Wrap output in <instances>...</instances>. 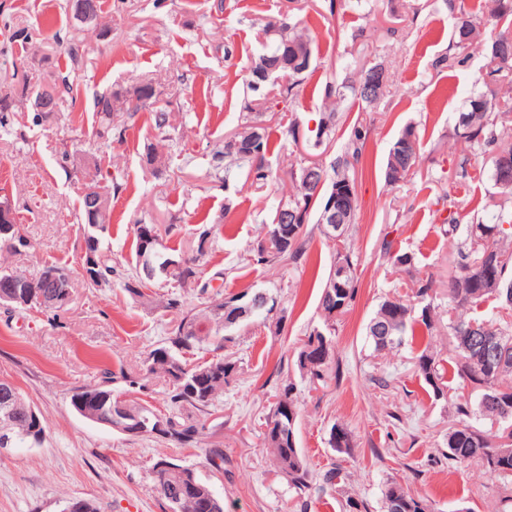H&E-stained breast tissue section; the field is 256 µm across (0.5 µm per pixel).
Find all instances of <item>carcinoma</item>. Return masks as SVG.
I'll return each instance as SVG.
<instances>
[{"label":"carcinoma","mask_w":512,"mask_h":512,"mask_svg":"<svg viewBox=\"0 0 512 512\" xmlns=\"http://www.w3.org/2000/svg\"><path fill=\"white\" fill-rule=\"evenodd\" d=\"M485 24L506 27L498 32L488 45L490 59L495 68L485 74V81H498L501 72L512 70V0H492ZM448 10L458 11L460 17L454 24L451 36V48L455 50L454 62L462 65L470 58V52L481 46L480 31L476 23L466 17L464 0H448ZM265 34L271 37L263 55L270 61L288 57V69L279 70L270 75L268 82L257 83L250 78L247 88L258 93L267 83L285 79L287 83L276 85L281 102L292 104L299 96L314 57L315 47L308 34L299 29L290 15L283 13L265 25ZM378 71L383 79L379 90H368L367 83L371 72ZM389 86V75L380 64H374L355 74L352 80L340 84L327 82L323 89V100L338 104L345 100V92H351L353 98L368 107L377 106L384 98ZM130 94L128 88L111 89L95 97L94 107L100 115L101 125L95 136L104 140L107 146L121 143L125 139L127 126L122 120L114 119V113L122 110L132 116L139 110L154 105V102L130 103L127 108L121 104ZM51 98L52 111L30 112L31 125L38 127L54 117L58 111L60 90L41 89L31 93L27 101L30 104L44 98ZM268 98L255 100L251 110L255 115L248 120L242 131L234 134L239 142L235 152L227 145H218L211 150L215 169H224V183L233 181L241 172L252 184L262 188L274 184L280 177L274 173L269 154L270 138L267 128L262 125L261 116L269 110ZM512 112V105L492 102L482 95L468 100L466 111L459 113L456 135L465 148L459 164L460 174H468L471 162L480 158L490 163L492 177L503 193L512 194V144L502 143L498 130L496 113ZM154 135L158 141L173 140L174 128L169 123V113L157 107L152 110ZM336 133V113H322L317 127L313 130L310 146L316 150L331 141ZM369 136V129L361 123L349 128L346 142L341 153L332 158L329 164L316 160L300 159L291 165L289 174L293 191L278 202L273 217L288 216V234L276 239L271 236L274 224L265 226L264 235L253 247L256 262L277 265L286 262L298 266L305 262L307 224L320 223L323 202L338 187H357L355 165L359 163ZM419 134L416 127L407 125L392 143L386 163L385 180L393 185L403 181L414 170L419 157ZM78 221L84 224V242L97 252V270L95 274L84 278L89 288L99 291L112 289L116 284L132 297L141 298L149 288L145 280L141 259L154 255L157 263L165 262L171 256L163 245L159 235L154 233L155 225L147 224L149 232L136 227V265L130 272L118 263L112 262L111 253L103 250L102 242L110 235V224L106 219L92 224L88 220V202L82 199L78 209ZM31 247L29 239L17 229L11 234H0V254H13ZM212 251L211 231L205 229L199 233L196 254L187 258L186 264L176 266L159 281L175 283L180 288H189L200 299L199 305L184 309L181 295L171 293L162 296V307L168 311L182 312L179 321L166 329L165 345L151 351L146 360L147 371L160 373L170 384L168 406L160 410L147 401H126V404L144 418L163 416L165 428L160 431L149 429L147 436H156L169 440L180 448H196L202 439L210 434L213 426L209 419L212 408L224 389L237 377L240 362L222 350L235 341V334L254 323H264L276 318V328H281L284 316L277 315L278 302L272 294H267L268 306L262 311H254L244 317H232L233 311H224V306L234 300L246 297L244 291L228 297H216L212 281L203 278L199 271L202 262ZM384 253L392 263L399 267H411L413 256L407 252L392 250L391 243L384 244ZM460 261L455 273L448 277V302L455 314L448 315V335L453 338L457 360L454 374L465 386L479 391L475 406L466 403L457 407L461 417L460 424L448 431V459L464 463L471 459L479 460L486 471L502 484H512V321L495 313L470 317L467 312L474 310L492 297L499 302V308L512 311V209L502 208L491 216L488 224L470 226L467 237L460 247ZM338 261L343 263L346 274L336 288L326 284L319 300L326 328L323 331L310 332L297 351L296 366L301 377L309 382H324L331 371L333 360L332 336L336 333V317L350 306L356 296L354 263L350 253H345ZM415 307L401 297L384 300L367 325V336L374 351L381 353L398 347L403 336L414 328V322L420 321L428 331H433L440 323L429 306L421 308L419 316H414ZM212 348V358L190 365L184 360V354L195 350ZM416 367L433 393L444 395V369L440 361L428 350L418 357ZM293 385L282 389L277 401L272 403L264 421V444L273 456L276 469L288 480L299 497V506L308 508V491L313 487L311 476L300 448L297 447L295 434L296 421L283 418L284 405L295 407L292 399ZM117 399L112 389L106 386L82 387L71 397L72 406L80 402H101L104 410H109ZM472 416H482L502 424L503 432L499 439L485 434L467 422ZM28 419H17V430L21 433L17 446L40 444L46 437L47 425L41 424L31 437L24 435ZM173 465V462L160 460L151 470L153 483L165 501L188 492L174 472H167L161 466ZM384 512H428L425 500L405 489L403 486L388 482L382 490Z\"/></svg>","instance_id":"carcinoma-1"}]
</instances>
